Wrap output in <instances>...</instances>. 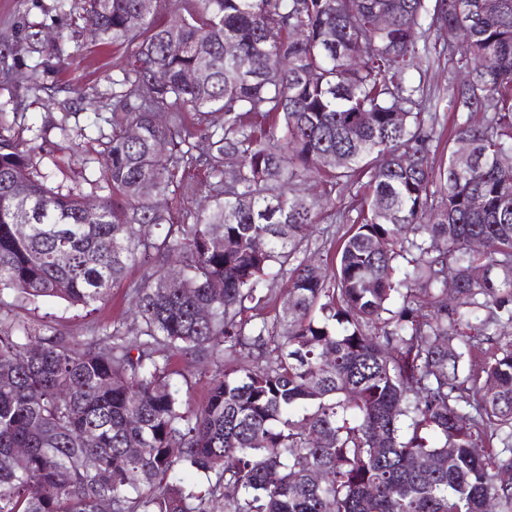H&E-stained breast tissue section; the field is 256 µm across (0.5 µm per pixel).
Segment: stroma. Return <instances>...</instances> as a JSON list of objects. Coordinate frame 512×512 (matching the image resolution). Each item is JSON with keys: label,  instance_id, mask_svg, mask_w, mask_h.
Segmentation results:
<instances>
[{"label": "stroma", "instance_id": "1", "mask_svg": "<svg viewBox=\"0 0 512 512\" xmlns=\"http://www.w3.org/2000/svg\"><path fill=\"white\" fill-rule=\"evenodd\" d=\"M83 4L84 0H74L72 15L63 18L55 10V0H0V42L18 39L27 23L37 20L42 24L43 43H61L68 51L61 60L46 52L34 58L26 47H19L8 60L18 71V78H0V109L8 113V135L34 147L38 172L48 174L52 185L87 194L93 190V180L100 176L96 129L99 96L111 90L113 73L131 63L132 49L91 41L82 29ZM423 80L426 104L439 115L436 134L447 137L452 124L447 104L455 77L445 55H431ZM62 122L67 125L63 131L58 128ZM362 193L358 184L337 186L330 205L316 218L302 260L334 262L336 247L347 230L335 215L351 210ZM141 275V269L129 268L124 282L112 287L93 311L59 299L32 303L20 297L13 298L12 310L51 336L88 341L117 325L131 338L136 336L139 323L130 312L128 285L140 280ZM172 367L170 382L182 399L191 406L204 403L210 378L202 374L199 363L177 355Z\"/></svg>", "mask_w": 512, "mask_h": 512}]
</instances>
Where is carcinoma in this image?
Segmentation results:
<instances>
[{
    "mask_svg": "<svg viewBox=\"0 0 512 512\" xmlns=\"http://www.w3.org/2000/svg\"><path fill=\"white\" fill-rule=\"evenodd\" d=\"M85 4L91 40L134 46L103 96L107 195L33 178L0 134V512H512V0ZM431 30L461 74L438 169L437 115L408 77ZM197 69L209 79L187 82ZM189 112L224 123L205 134L209 204L176 219L154 201L202 189ZM314 173L367 178L330 268L297 261L331 202L290 193ZM134 265L133 339L9 319L13 294L93 306ZM273 269L288 297L257 321ZM175 353L224 366L196 410Z\"/></svg>",
    "mask_w": 512,
    "mask_h": 512,
    "instance_id": "1",
    "label": "carcinoma"
}]
</instances>
